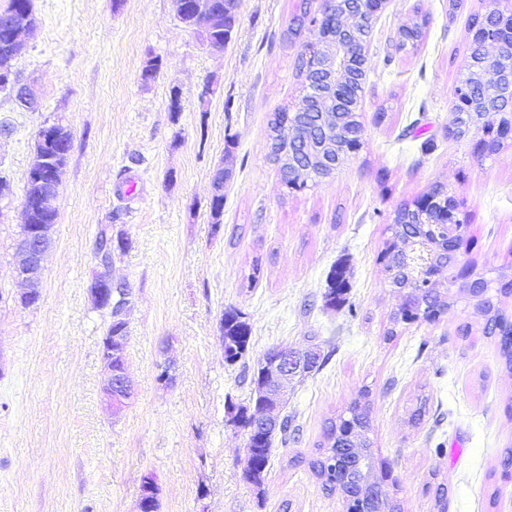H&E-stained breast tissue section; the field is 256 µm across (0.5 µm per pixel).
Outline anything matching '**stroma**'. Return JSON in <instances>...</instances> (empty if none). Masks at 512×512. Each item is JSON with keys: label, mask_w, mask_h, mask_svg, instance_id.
Instances as JSON below:
<instances>
[{"label": "stroma", "mask_w": 512, "mask_h": 512, "mask_svg": "<svg viewBox=\"0 0 512 512\" xmlns=\"http://www.w3.org/2000/svg\"><path fill=\"white\" fill-rule=\"evenodd\" d=\"M299 2L239 0L215 56L174 0H32L39 24L14 67L37 85L39 107L0 93V126L12 130L0 138V512H138L148 475L159 512H343L309 462L362 393L398 512H437L440 484L446 512H512V467L500 463L512 448V369L497 339L458 287L438 320L394 323L400 298L379 259L395 212L444 187L476 240L462 261L512 317V292L500 290L512 281V139L488 155L477 138L449 133L471 20L499 0H388L371 34L362 147L332 179L295 192L270 160L269 123L302 95L298 55L313 33L284 36ZM414 22L420 40L393 53L391 39ZM151 59L159 67L146 81ZM57 120L72 148L40 298L27 306L16 246L29 162L38 130ZM221 164L231 177L216 232L209 201ZM104 226L128 240L112 253L113 279L131 290L133 396L117 415L101 396L109 317L89 292ZM256 261L262 275L244 288ZM336 267L348 295L332 309L323 295ZM229 307L252 327L245 365L312 336L331 354L288 386L284 412L299 435L275 443L261 498L242 479L244 436L227 423L228 404L250 393L244 365L224 361Z\"/></svg>", "instance_id": "stroma-1"}]
</instances>
